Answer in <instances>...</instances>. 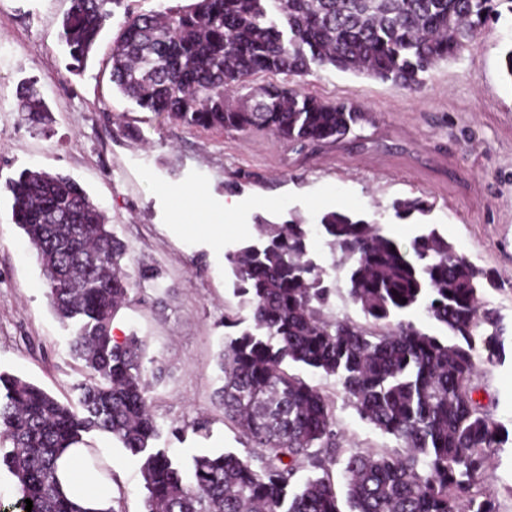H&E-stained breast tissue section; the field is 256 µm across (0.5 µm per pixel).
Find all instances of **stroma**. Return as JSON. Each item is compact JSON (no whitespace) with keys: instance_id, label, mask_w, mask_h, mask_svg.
Returning a JSON list of instances; mask_svg holds the SVG:
<instances>
[{"instance_id":"35a3bbf8","label":"stroma","mask_w":512,"mask_h":512,"mask_svg":"<svg viewBox=\"0 0 512 512\" xmlns=\"http://www.w3.org/2000/svg\"><path fill=\"white\" fill-rule=\"evenodd\" d=\"M126 3L84 74L75 76L59 40L68 0H0V373L71 404L84 380L70 348L75 328L53 313L36 254L12 222L5 183L24 168L79 183L126 244L128 271L153 270L113 318L112 336L144 341L148 395L160 425L154 445L185 471L195 456L244 451L216 394L218 355L225 313L242 327L252 324V308L235 295L224 255L256 239L257 220L313 224L342 208L383 225L404 245L420 224L437 225L474 265L508 279L509 288L487 291L486 299L512 326V80L503 62L512 46V0H502L469 50L425 73L419 91L330 67L301 78L303 91L358 101L369 115L358 138L305 151L263 131H207L163 120L120 94L109 56L125 9L184 7L189 0ZM28 84L48 106V126L17 110ZM177 190L194 194L193 213L176 206ZM413 197L432 202V211L397 222L393 202ZM228 198L236 201L229 214ZM219 222L220 240L210 233ZM309 251L336 288L333 313L361 320L346 295V265L321 237L311 238ZM296 372L334 401L344 447H396L344 402L335 377L302 366ZM475 382L489 394L495 420L512 432V361L480 364ZM87 439L112 460L123 512H145L138 461L109 435ZM481 484L501 512H512L511 444L491 455Z\"/></svg>"}]
</instances>
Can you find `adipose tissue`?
I'll return each instance as SVG.
<instances>
[{
    "label": "adipose tissue",
    "instance_id": "1",
    "mask_svg": "<svg viewBox=\"0 0 512 512\" xmlns=\"http://www.w3.org/2000/svg\"><path fill=\"white\" fill-rule=\"evenodd\" d=\"M82 448H71L58 462V476L64 491L87 512H107L112 505L111 481H100L88 468Z\"/></svg>",
    "mask_w": 512,
    "mask_h": 512
}]
</instances>
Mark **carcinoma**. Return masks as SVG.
Listing matches in <instances>:
<instances>
[{
	"label": "carcinoma",
	"mask_w": 512,
	"mask_h": 512,
	"mask_svg": "<svg viewBox=\"0 0 512 512\" xmlns=\"http://www.w3.org/2000/svg\"><path fill=\"white\" fill-rule=\"evenodd\" d=\"M122 2L70 0L60 32L70 74L84 72ZM493 12V0H193L127 11L112 42L110 80L141 109L188 127L265 130L302 148L336 143L365 113L291 80L330 66L416 91L424 73L473 43ZM259 74L274 80L251 86ZM244 89L248 97L229 98ZM18 111L39 123L48 108L29 90ZM8 188L12 221L37 253L50 306L77 326L71 351L87 378L72 407L0 374V465L16 480L20 512L27 499L32 512H79L57 475L68 448H87L93 468L112 477L84 439L93 431L138 460L146 512H500L480 475L509 432L477 398L473 378L477 357L506 359V328L484 293L501 283L434 225L406 247L381 225L334 210L314 228L263 221L255 242L225 254L235 293L253 312L251 327L225 338L218 390L246 456H196L187 477L152 447L159 425L142 378V342L112 337V319L136 286L122 264L125 243L67 176L24 168ZM393 209L406 221L430 206L413 198ZM314 231L349 265L347 296L364 322L327 312L333 288L309 257ZM418 309L449 335L397 318ZM292 365L337 377L344 400L401 449L342 447L334 402ZM335 464L342 492L330 474ZM303 470L312 475L299 483Z\"/></svg>",
	"instance_id": "1"
}]
</instances>
